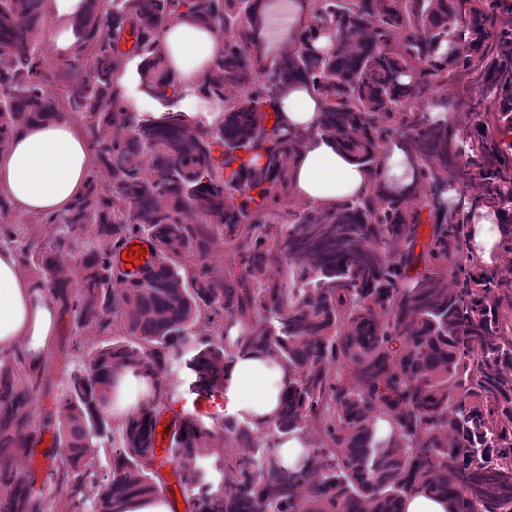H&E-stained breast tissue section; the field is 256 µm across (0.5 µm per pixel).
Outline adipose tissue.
Masks as SVG:
<instances>
[{
  "instance_id": "ef3b65f1",
  "label": "adipose tissue",
  "mask_w": 512,
  "mask_h": 512,
  "mask_svg": "<svg viewBox=\"0 0 512 512\" xmlns=\"http://www.w3.org/2000/svg\"><path fill=\"white\" fill-rule=\"evenodd\" d=\"M85 0H46L44 28L53 51L70 55L77 32L72 24ZM220 48L217 33L183 18L166 28L160 50L173 62L180 94L176 109L190 110L200 84ZM94 147L77 117L48 116L30 123L0 149V197L12 216H51L68 212L82 198L94 166ZM295 188L312 203L328 207L347 194L371 186L372 177L348 153L330 141L307 144L292 167ZM56 310L36 299L32 280L24 277L13 252L0 249V355L29 340L49 350L55 334ZM288 376L271 357L237 355L224 372V411L263 427L279 409Z\"/></svg>"
}]
</instances>
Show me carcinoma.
Returning a JSON list of instances; mask_svg holds the SVG:
<instances>
[{
  "instance_id": "1",
  "label": "carcinoma",
  "mask_w": 512,
  "mask_h": 512,
  "mask_svg": "<svg viewBox=\"0 0 512 512\" xmlns=\"http://www.w3.org/2000/svg\"><path fill=\"white\" fill-rule=\"evenodd\" d=\"M256 3L86 0L73 21L78 69L44 52L45 0H0V148L27 123L64 114L46 89L54 81L95 145L84 196L42 219L88 235L80 259L62 266L60 240L22 253L36 289H49L77 327L110 336L86 352V373L69 384L58 417L64 506L128 512L160 494L151 407L121 424L104 474L89 470L88 458L109 426L115 371L159 380L190 350L211 383L239 354L269 355L288 372L264 429L221 425L244 453L214 454L215 431L195 424L169 449L195 512H401L422 492L444 497L448 512H512V278L457 260L460 225L445 205L457 154L448 123H428L416 107L461 66L505 102L476 123L465 185L511 234L512 172L489 136L512 125V15L495 12L494 0H301L308 20L270 57ZM184 17L222 39L198 95L224 112L213 124L173 109L168 94L174 80L159 37ZM132 55L145 58L138 89L164 108L156 115L122 97L117 75ZM290 87L316 101L313 125L284 118ZM313 138L336 143L375 177L382 146L397 139L416 186L399 196L377 179L319 208L295 196L290 178L289 163ZM425 209L433 227L417 255L412 239ZM137 235L153 239L158 266L127 282L111 257ZM218 235L233 244L236 276L216 277L206 260ZM403 239L407 252L383 257L381 245ZM284 261L302 287L268 280V268ZM413 261L427 273L401 292ZM459 275L463 287H449ZM247 319L258 326L241 328ZM347 363L352 385L341 380ZM39 384L0 367V461L27 453ZM290 435L311 447L286 466L277 443ZM0 489L7 512H46L30 476L1 468Z\"/></svg>"
}]
</instances>
